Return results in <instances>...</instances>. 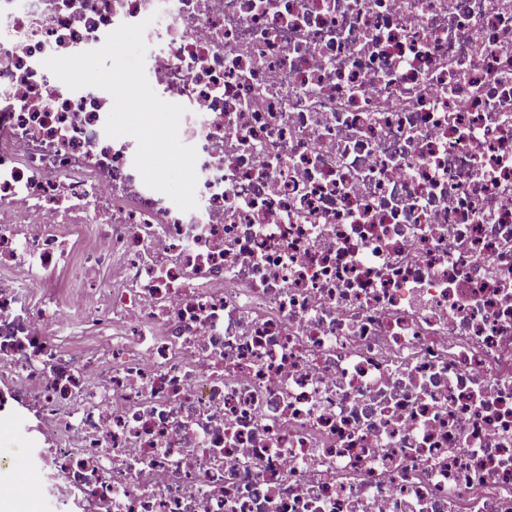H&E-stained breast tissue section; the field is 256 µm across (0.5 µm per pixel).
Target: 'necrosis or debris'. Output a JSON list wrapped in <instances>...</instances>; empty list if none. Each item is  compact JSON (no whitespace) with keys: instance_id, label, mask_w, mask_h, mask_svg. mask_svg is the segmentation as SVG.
Here are the masks:
<instances>
[{"instance_id":"4bbe7bcc","label":"necrosis or debris","mask_w":512,"mask_h":512,"mask_svg":"<svg viewBox=\"0 0 512 512\" xmlns=\"http://www.w3.org/2000/svg\"><path fill=\"white\" fill-rule=\"evenodd\" d=\"M148 21L197 206L42 62ZM41 512H512V0H0V419Z\"/></svg>"}]
</instances>
